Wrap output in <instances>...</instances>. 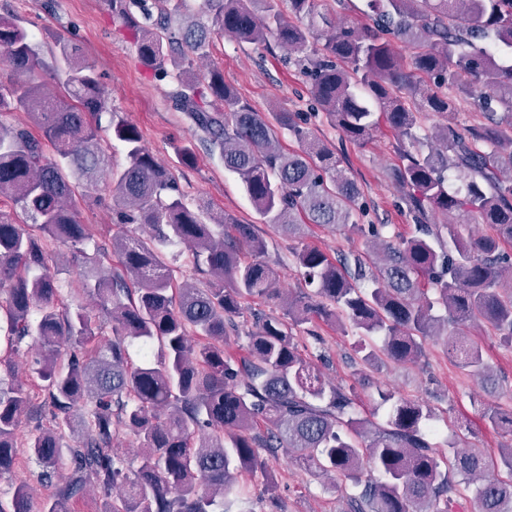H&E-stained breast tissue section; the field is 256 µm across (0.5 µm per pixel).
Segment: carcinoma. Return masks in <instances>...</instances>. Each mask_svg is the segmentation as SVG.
Wrapping results in <instances>:
<instances>
[{
  "instance_id": "carcinoma-1",
  "label": "carcinoma",
  "mask_w": 512,
  "mask_h": 512,
  "mask_svg": "<svg viewBox=\"0 0 512 512\" xmlns=\"http://www.w3.org/2000/svg\"><path fill=\"white\" fill-rule=\"evenodd\" d=\"M112 16L134 30L135 52L155 77L170 82L168 99L198 143L175 147L179 163H196V145L237 175L264 223L298 239L293 256L309 293L288 296L284 317L251 313L243 300L280 295L278 274L254 224L233 225L191 203L137 127L112 109L95 65L78 45L54 36L51 61L13 15H0V198L31 223L0 210V474L13 468L25 417L44 418L27 440L28 454L52 481L70 460L66 481L42 512H72L91 487L106 512H255L238 475L268 477L264 456L332 478L344 512H458L457 481L474 485L472 512H512V446L498 459L480 448H438L424 401L377 389L386 418L358 409L357 387L386 361L416 363L427 340L444 336L458 366L494 382L483 350L467 328L483 321L512 346V0H366L369 23L336 22L318 0H107ZM288 5L283 13L281 3ZM259 44L268 37L296 54L330 123L364 144L387 128L400 143L397 169L417 235L385 236V224H360L357 184L317 140L307 118L255 111L214 65L195 80L189 67L206 58L214 38ZM324 38L322 47L311 40ZM415 49L400 64L396 43ZM53 71L71 104L44 91ZM476 99L488 124L460 130L423 128L422 112L452 113L450 93ZM25 112L40 130L7 125ZM110 114L127 163L112 165L92 118ZM300 150H286L281 133ZM462 182L448 188V171ZM104 184L112 192V257L106 275L83 270L82 291L107 312L111 336L86 308L64 303L56 251L74 253L91 239L76 189ZM430 213L488 224L491 234L429 224ZM347 228L379 246L382 257H331L303 240L302 228ZM191 251L190 273L204 285L176 287L167 258L173 242ZM318 318L355 331L357 385L337 386L307 354L293 329ZM252 328H247L248 320ZM243 339L231 348L230 337ZM381 337L376 348L366 344ZM39 351L35 372L43 401L35 405L15 378L19 344ZM139 342L140 362L128 346ZM158 343V352L152 344ZM512 433V412L484 413ZM135 440L137 466L117 452ZM31 490L15 488L11 510L31 512Z\"/></svg>"
}]
</instances>
